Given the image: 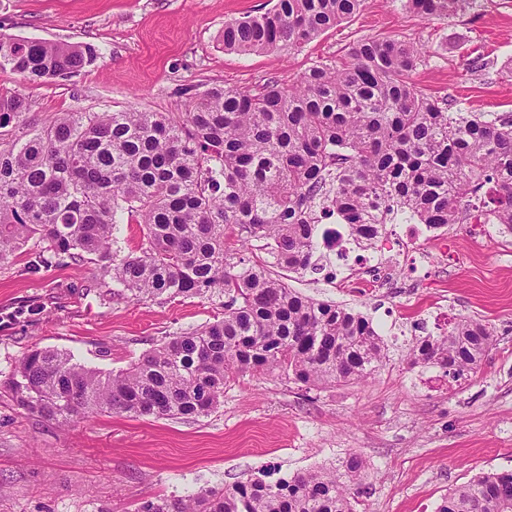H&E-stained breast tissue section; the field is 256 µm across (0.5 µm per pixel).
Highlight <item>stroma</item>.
Instances as JSON below:
<instances>
[{
  "instance_id": "35a3bbf8",
  "label": "stroma",
  "mask_w": 512,
  "mask_h": 512,
  "mask_svg": "<svg viewBox=\"0 0 512 512\" xmlns=\"http://www.w3.org/2000/svg\"><path fill=\"white\" fill-rule=\"evenodd\" d=\"M276 0H0V34L92 46L78 75L32 83L0 68V94L29 103L41 124L58 112L128 108L182 112L181 90L205 85L253 91L288 84L364 38L422 45L417 87L475 112L512 111V0H482L478 13L423 18L403 0H364L360 11L301 51H225L226 22ZM466 224L421 229L387 287L357 293L346 278L356 256L286 276L289 288L367 316L388 345L386 364L361 383L305 389L269 372L234 375L218 408L196 420L102 414L70 428L23 413L0 390V512H134L140 502L186 497L201 487L257 477L274 481L329 466L348 453L370 463L357 512H437L476 475L512 470V235ZM28 243L0 270V381L34 348L73 353L105 372L127 368L167 336L216 319L219 303H164L111 295L93 264L44 265ZM491 326L497 342L462 383L411 367L416 338L450 321Z\"/></svg>"
}]
</instances>
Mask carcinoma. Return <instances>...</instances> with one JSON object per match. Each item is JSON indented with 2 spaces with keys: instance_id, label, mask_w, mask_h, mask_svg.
<instances>
[{
  "instance_id": "cac0c4a2",
  "label": "carcinoma",
  "mask_w": 512,
  "mask_h": 512,
  "mask_svg": "<svg viewBox=\"0 0 512 512\" xmlns=\"http://www.w3.org/2000/svg\"><path fill=\"white\" fill-rule=\"evenodd\" d=\"M479 0H405L450 17ZM363 0H277L224 23V50L302 49L355 15ZM96 60L88 46L0 37V67L33 83L67 80ZM415 43L362 39L296 82L256 92L191 86L186 112H59L41 126L28 102L0 95V269L32 239L44 264L96 265L131 298L223 297L224 316L175 333L117 373L56 349L28 352L0 383L17 408L59 426L102 413L196 419L235 373L280 371L306 388L367 379L388 358L366 317L303 297L262 261L225 246L261 243L288 272L317 271L315 224L336 216L372 241L408 216L418 224L512 229V112H469L419 90ZM9 138H3V134ZM140 228L136 250H112L116 225ZM472 319L422 336L412 366L454 381L495 345ZM369 464L359 453L331 468L268 482L206 486L188 499L155 497L136 512H354ZM438 512H512V472L449 492Z\"/></svg>"
}]
</instances>
